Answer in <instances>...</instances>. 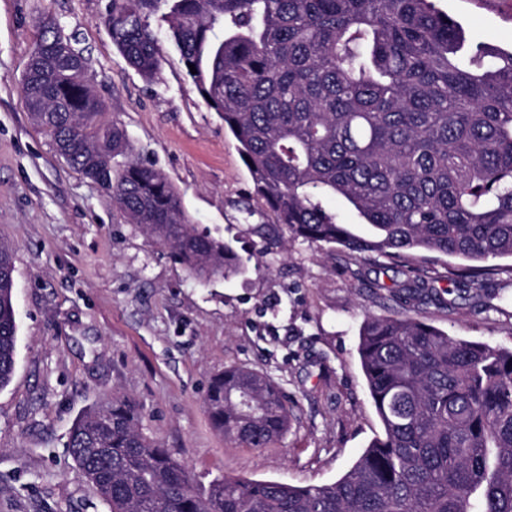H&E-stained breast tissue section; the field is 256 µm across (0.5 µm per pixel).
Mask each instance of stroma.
Instances as JSON below:
<instances>
[{
  "label": "stroma",
  "instance_id": "35a3bbf8",
  "mask_svg": "<svg viewBox=\"0 0 512 512\" xmlns=\"http://www.w3.org/2000/svg\"><path fill=\"white\" fill-rule=\"evenodd\" d=\"M471 42L512 46V0H434ZM110 0H0V241L14 256L18 344L0 389V512H107L68 448L75 419L112 396L136 400L148 435L199 485L217 476L323 485L346 474L382 424L357 352L365 315L411 316L449 335L512 350V261L491 275L498 310L475 289L452 306L409 304L401 263L293 239L276 224L232 135L210 108L161 14L143 78L112 42ZM75 38L103 121L178 190L198 230L224 240L242 274L202 283L112 195L71 167L32 122L21 82L43 19ZM241 364L288 395L287 435L269 447L225 442L204 397Z\"/></svg>",
  "mask_w": 512,
  "mask_h": 512
}]
</instances>
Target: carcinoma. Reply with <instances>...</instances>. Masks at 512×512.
<instances>
[{
  "mask_svg": "<svg viewBox=\"0 0 512 512\" xmlns=\"http://www.w3.org/2000/svg\"><path fill=\"white\" fill-rule=\"evenodd\" d=\"M161 10L195 86L249 157L254 191L295 238L359 256L457 258L443 280L458 288L512 259V49L470 46L432 0H111L112 41L148 80L160 48L146 18ZM32 58L22 91L55 149L190 276L243 272L102 121L73 37L45 23ZM336 197L361 223L337 221L324 205ZM13 271L0 243V389L16 368ZM358 353L383 431L331 484L222 476L201 490L120 396L78 417L71 455L108 512H512V350L368 315ZM205 405L238 446L288 432V396L247 366L214 375Z\"/></svg>",
  "mask_w": 512,
  "mask_h": 512,
  "instance_id": "1",
  "label": "carcinoma"
}]
</instances>
